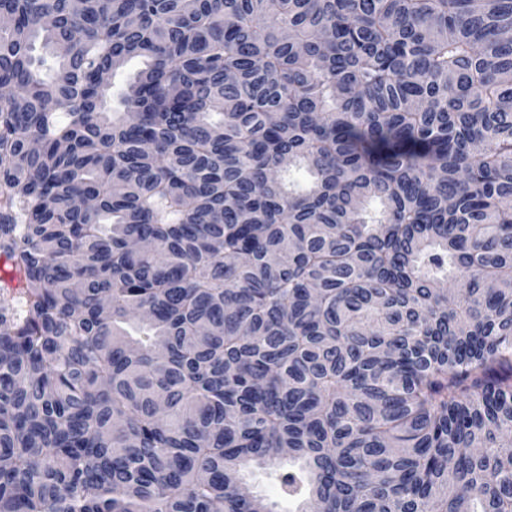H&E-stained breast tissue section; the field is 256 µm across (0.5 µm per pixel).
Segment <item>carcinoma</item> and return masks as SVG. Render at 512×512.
Returning <instances> with one entry per match:
<instances>
[{
	"label": "carcinoma",
	"mask_w": 512,
	"mask_h": 512,
	"mask_svg": "<svg viewBox=\"0 0 512 512\" xmlns=\"http://www.w3.org/2000/svg\"><path fill=\"white\" fill-rule=\"evenodd\" d=\"M0 14V512H512V0ZM274 470V467H251L244 472L243 481L253 494L272 503L277 512H295L299 501H293L280 494Z\"/></svg>",
	"instance_id": "1"
}]
</instances>
